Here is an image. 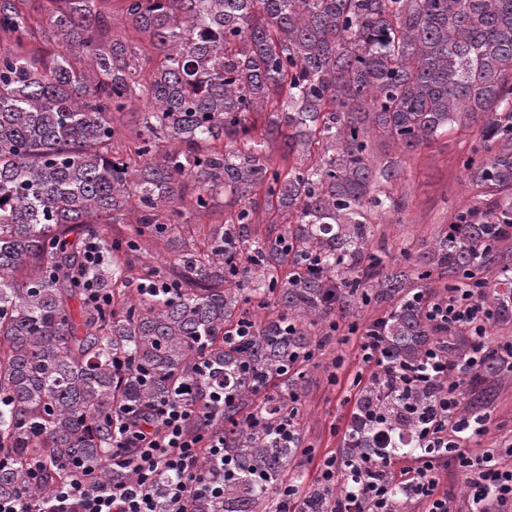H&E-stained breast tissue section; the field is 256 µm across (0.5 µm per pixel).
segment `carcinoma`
Returning <instances> with one entry per match:
<instances>
[{
    "instance_id": "cac0c4a2",
    "label": "carcinoma",
    "mask_w": 512,
    "mask_h": 512,
    "mask_svg": "<svg viewBox=\"0 0 512 512\" xmlns=\"http://www.w3.org/2000/svg\"><path fill=\"white\" fill-rule=\"evenodd\" d=\"M97 2L0 0V498L33 509L78 474L134 480L118 429L181 399L208 408L187 429L224 434L233 466L199 455L221 491L189 512H268L303 479L300 430L273 429L322 325L386 307L401 369L445 340L467 355L468 333L413 300L435 280L512 322V0H113L112 36ZM457 125L479 127L475 200L414 259L371 248L400 207L380 184L403 176L372 137L405 155ZM160 244L174 259L144 260ZM506 353L469 374L465 415L512 372ZM392 388L362 387L342 456L384 447L370 412L414 429ZM155 489L168 512L167 475ZM331 501L315 485L295 508Z\"/></svg>"
}]
</instances>
